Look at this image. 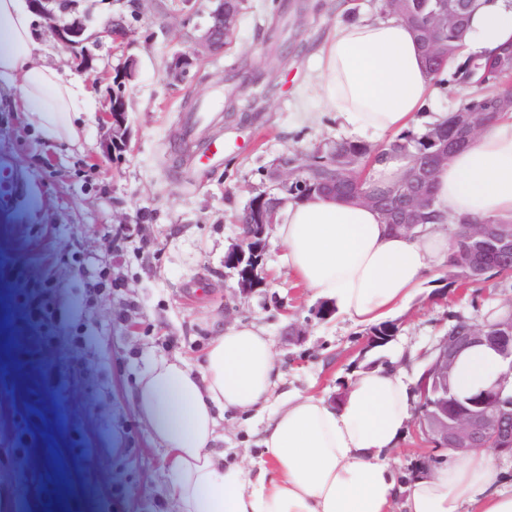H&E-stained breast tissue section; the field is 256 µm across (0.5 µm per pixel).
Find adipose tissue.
Wrapping results in <instances>:
<instances>
[{
  "instance_id": "obj_1",
  "label": "adipose tissue",
  "mask_w": 512,
  "mask_h": 512,
  "mask_svg": "<svg viewBox=\"0 0 512 512\" xmlns=\"http://www.w3.org/2000/svg\"><path fill=\"white\" fill-rule=\"evenodd\" d=\"M33 23L25 0H0V83L49 138L72 145L94 104L80 77L37 62ZM509 40L512 0H476L465 53L485 55ZM317 84L340 127L362 137L408 130L439 89L413 31L395 16L339 24L319 54ZM434 187L444 223L410 232L392 230L366 204L317 194L290 200L278 226L289 273L355 325L400 313L426 276L445 267L448 225L512 218V113L440 167ZM505 367L494 351L470 348L454 386H490ZM277 378L270 336L234 320L197 367L163 360L141 378L137 407L165 449L178 512H512V488L488 449L405 477L384 461L415 402L398 368L358 372L336 407L314 395L287 398L264 429L268 459L257 477L225 464L216 447L225 412L267 403Z\"/></svg>"
}]
</instances>
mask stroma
<instances>
[{
    "label": "stroma",
    "instance_id": "stroma-1",
    "mask_svg": "<svg viewBox=\"0 0 512 512\" xmlns=\"http://www.w3.org/2000/svg\"><path fill=\"white\" fill-rule=\"evenodd\" d=\"M85 5L94 21L120 16L133 31L122 51L111 52L106 39L97 50L102 69L137 62L127 87L129 151L104 152L103 77L82 75L97 113L75 147L47 139L0 89V156L23 184L0 210V512H174L165 451L136 409L138 384L164 359L197 365L224 320L259 324L274 344L273 400L225 414L220 427L225 463L256 470L265 458L261 431L279 400H332L355 372L395 367L412 350L421 375L452 315L477 321L486 301H512V290L489 284L439 297L429 280L395 316L393 339L371 348L364 327L316 316L321 299L288 276L276 226L265 231L259 286L241 292L224 265L237 215L275 190L278 158L344 138L315 94L316 57L336 23L382 15V0H244L230 46L201 54L181 80L170 61L195 47L209 0ZM248 74L258 81L238 91L220 132L199 130L196 147L178 155L189 106ZM217 136L223 155L200 165L201 148ZM24 288L53 289L56 352L40 350L19 301ZM292 328L300 340L287 341ZM446 456L410 427L386 459L405 472Z\"/></svg>",
    "mask_w": 512,
    "mask_h": 512
}]
</instances>
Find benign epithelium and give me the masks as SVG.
I'll return each instance as SVG.
<instances>
[{"label":"benign epithelium","mask_w":512,"mask_h":512,"mask_svg":"<svg viewBox=\"0 0 512 512\" xmlns=\"http://www.w3.org/2000/svg\"><path fill=\"white\" fill-rule=\"evenodd\" d=\"M82 0H28L33 13L41 17L53 38L70 54L72 63L84 72H96L98 56L93 53L99 38L107 37L111 48L125 43L128 26L121 18H107L101 30L90 28V16L81 9ZM215 7L209 13L196 47L175 55L171 65L175 78H183L196 63L199 51L210 54L224 50V35L236 30L239 12L232 6L233 0H214ZM473 0H436V9L431 15L430 28L465 25ZM136 62L129 59L112 78L107 90V110L104 112L110 124L111 137L105 143L108 152L124 150L129 138L126 129V86L134 78ZM512 112V85L493 100L461 113L453 135L441 130L430 133L439 149L427 164H414L403 180L382 197H372L359 190L351 193L353 201L368 204L378 209L386 222L396 228L415 227V223L432 201L427 190L436 169L446 164L455 150L471 140L474 134L493 123L500 112ZM278 207L272 206L260 213L245 209L238 221L240 228L238 243L228 253L227 263L238 269V286L242 291L250 290L259 282L258 268L261 245L256 240L263 237L265 228L275 223ZM494 251L503 259L512 258V234L493 224H483L469 233L456 253V258L471 269L480 270L485 256ZM495 333L486 335L482 327L470 321L458 322L434 348L435 357L421 374L415 386L416 421L415 430L435 448H445L465 454L483 446L490 440L496 452L512 457V397L502 400L504 391L512 393V310L494 327ZM481 344L493 345L503 361L507 372L484 390L483 397L468 405L448 401V377L460 354Z\"/></svg>","instance_id":"benign-epithelium-1"}]
</instances>
